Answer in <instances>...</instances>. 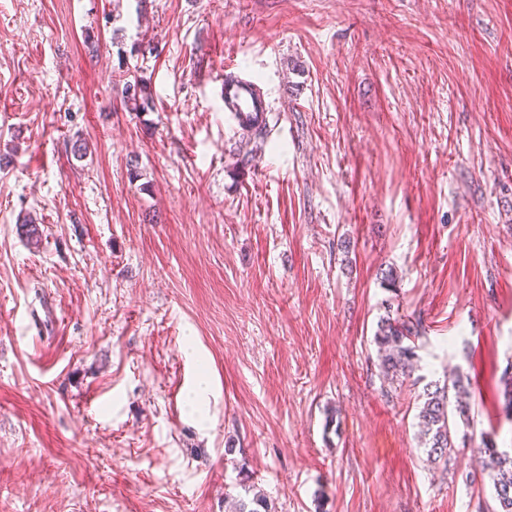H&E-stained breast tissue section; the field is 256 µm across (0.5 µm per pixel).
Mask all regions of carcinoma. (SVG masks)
<instances>
[{
	"label": "carcinoma",
	"instance_id": "obj_1",
	"mask_svg": "<svg viewBox=\"0 0 512 512\" xmlns=\"http://www.w3.org/2000/svg\"><path fill=\"white\" fill-rule=\"evenodd\" d=\"M123 101L138 112L152 108L153 104L151 93L147 92V86L143 83L125 84ZM420 334L421 325L418 322L388 315L380 318L374 343L378 367L385 380L393 383L413 376L418 363L415 341ZM451 404L456 415L469 421L470 383L459 374L448 378L442 387L434 388L432 384H427L417 414L421 442L426 448L428 460L434 463L441 461L448 467L456 464V431L448 412ZM482 444L483 447L476 449V454L493 472V498L497 507L492 512H512V453L507 454L486 440ZM236 512H271V508L266 497L256 492L248 501L238 500Z\"/></svg>",
	"mask_w": 512,
	"mask_h": 512
}]
</instances>
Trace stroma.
Listing matches in <instances>:
<instances>
[{
    "mask_svg": "<svg viewBox=\"0 0 512 512\" xmlns=\"http://www.w3.org/2000/svg\"><path fill=\"white\" fill-rule=\"evenodd\" d=\"M229 63L274 107L248 166ZM510 376L512 0H0V512H486ZM123 101L126 106L133 105V111L144 112L152 108L153 100L150 92H147V86L144 83L133 85L126 82L123 88ZM420 334L419 322L390 317L389 313L378 321L374 335L378 367L389 383L401 381L402 384L413 376L418 363L415 341ZM432 387H435L434 390ZM450 396L454 399L456 415L468 424L471 410L470 382L467 379L465 383L460 374L448 377V382L443 387L427 384L423 391L424 401L417 414L421 442L426 448L428 460L434 463L442 461L448 469L451 466L453 468L457 458V432L454 431V423L448 412L452 403Z\"/></svg>",
    "mask_w": 512,
    "mask_h": 512,
    "instance_id": "obj_1",
    "label": "stroma"
}]
</instances>
